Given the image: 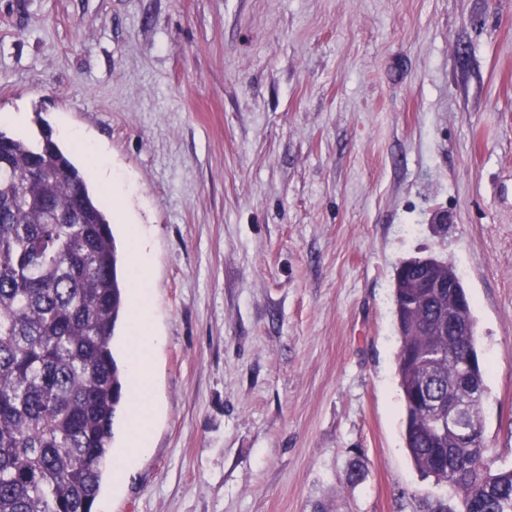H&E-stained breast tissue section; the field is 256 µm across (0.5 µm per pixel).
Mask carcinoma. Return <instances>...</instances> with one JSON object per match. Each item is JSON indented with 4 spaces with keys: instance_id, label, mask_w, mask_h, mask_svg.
<instances>
[{
    "instance_id": "cac0c4a2",
    "label": "carcinoma",
    "mask_w": 512,
    "mask_h": 512,
    "mask_svg": "<svg viewBox=\"0 0 512 512\" xmlns=\"http://www.w3.org/2000/svg\"><path fill=\"white\" fill-rule=\"evenodd\" d=\"M39 137L0 128V512H93L129 377L113 353L127 286L107 212L37 120ZM395 278L404 443L425 479L448 488L428 512H512V468L493 470L480 415L485 369L473 312L430 336L445 300L414 305ZM469 380L471 437L438 426L437 404ZM425 388L433 403H420Z\"/></svg>"
}]
</instances>
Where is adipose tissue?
I'll use <instances>...</instances> for the list:
<instances>
[{
	"instance_id": "adipose-tissue-1",
	"label": "adipose tissue",
	"mask_w": 512,
	"mask_h": 512,
	"mask_svg": "<svg viewBox=\"0 0 512 512\" xmlns=\"http://www.w3.org/2000/svg\"><path fill=\"white\" fill-rule=\"evenodd\" d=\"M132 278L134 284L132 310L133 330L139 338L136 350L128 358V374L134 385L129 393V423L127 446L114 457L112 471L123 474L129 470L138 456L148 447L152 430L153 379L151 362L160 342L151 322V306L145 288L150 258L140 243L132 245Z\"/></svg>"
}]
</instances>
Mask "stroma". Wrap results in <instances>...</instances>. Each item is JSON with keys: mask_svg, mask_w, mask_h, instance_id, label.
<instances>
[{"mask_svg": "<svg viewBox=\"0 0 512 512\" xmlns=\"http://www.w3.org/2000/svg\"><path fill=\"white\" fill-rule=\"evenodd\" d=\"M9 112L97 145L151 253L155 429L93 512L445 498L402 439L413 255L463 280L512 467V0H0Z\"/></svg>", "mask_w": 512, "mask_h": 512, "instance_id": "1", "label": "stroma"}]
</instances>
